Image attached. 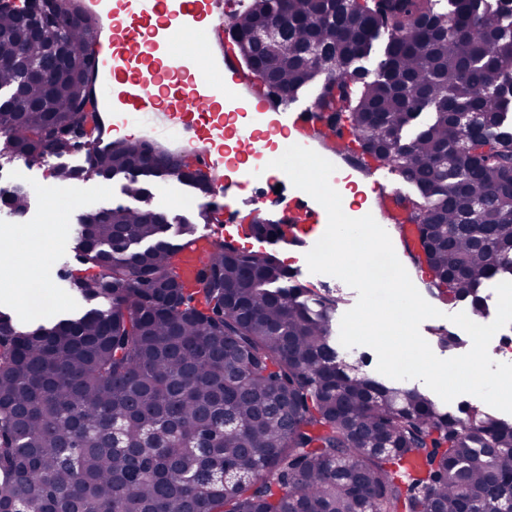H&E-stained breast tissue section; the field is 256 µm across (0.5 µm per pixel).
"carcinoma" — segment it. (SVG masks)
Masks as SVG:
<instances>
[{"label":"carcinoma","instance_id":"obj_1","mask_svg":"<svg viewBox=\"0 0 512 512\" xmlns=\"http://www.w3.org/2000/svg\"><path fill=\"white\" fill-rule=\"evenodd\" d=\"M254 0L229 38L266 85L291 98L320 84L322 111L347 115L364 154L414 188L407 199L428 290L485 307L512 277V6L503 0ZM277 23L275 48L247 39ZM95 22L59 0L0 10V138L28 161L79 151L97 112L89 88ZM335 56L318 75L302 48ZM480 112L458 125L454 115ZM145 144L89 152L102 179L142 170ZM453 159L447 168L442 155ZM28 192L0 188L26 212ZM165 214L84 213L75 249L93 272L63 276L100 306L32 330L0 312V512H495L512 497V420L454 412L388 385L338 351V299L273 253L222 241L192 284L162 237ZM288 241L285 224H251ZM121 447L106 443L112 422Z\"/></svg>","mask_w":512,"mask_h":512}]
</instances>
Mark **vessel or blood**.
<instances>
[{"label": "vessel or blood", "instance_id": "obj_1", "mask_svg": "<svg viewBox=\"0 0 512 512\" xmlns=\"http://www.w3.org/2000/svg\"><path fill=\"white\" fill-rule=\"evenodd\" d=\"M66 6L98 21L90 78L104 129L93 149L124 143L125 131L133 130L200 163L212 194L229 199L260 183L259 203L281 207L283 223L294 226L303 244L321 238L327 213L284 172L266 168L288 144H298L335 165L330 183L343 195L350 175L369 182L367 206H353L344 195L347 216L370 214L399 226L405 252H418L419 230L409 220L394 170L362 160L349 124L331 126L316 105L298 107L278 91L251 87L224 40V0H66ZM214 244V237L203 235L183 250L186 276L197 274L199 253Z\"/></svg>", "mask_w": 512, "mask_h": 512}]
</instances>
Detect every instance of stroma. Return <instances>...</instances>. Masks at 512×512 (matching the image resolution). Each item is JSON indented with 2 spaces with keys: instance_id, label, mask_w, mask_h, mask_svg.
<instances>
[{
  "instance_id": "obj_1",
  "label": "stroma",
  "mask_w": 512,
  "mask_h": 512,
  "mask_svg": "<svg viewBox=\"0 0 512 512\" xmlns=\"http://www.w3.org/2000/svg\"><path fill=\"white\" fill-rule=\"evenodd\" d=\"M85 163L86 155L82 152L42 158L24 167L18 166L13 157H0V183L7 179H19L29 194V207L23 216L15 217L0 212V226L13 231L12 236L0 238V249L19 252L25 261L35 267L40 280L51 283L43 310L27 312L19 306L13 286L9 282L0 281V310L9 312L16 323L28 325L36 322L44 313L61 315L85 308V301L71 295L68 289L55 281L54 276L57 270L77 265L72 231L77 228L80 215L87 209L124 205L165 213L170 222L168 235L172 238L177 236L179 224L183 221L195 224L201 234L211 230L210 225L201 222L199 211L194 205L196 190L173 178L147 180L145 194L137 199L126 195L127 179L122 175L93 183L76 180L59 193L55 204H48L42 192L51 186L53 171L61 166L77 168ZM245 245L257 250H270L284 259L297 280L313 283L322 292L340 297L338 313H345L356 304L357 291L342 280L309 272L305 259L306 248L283 242L270 245L251 238L246 239ZM428 301L441 312L440 317L425 320L420 326L422 336L434 353L441 358H450L468 352L470 346L467 333L448 319L449 314L455 311L454 306L433 295L429 296ZM442 329L457 336L459 345L450 348L442 346L438 341V332Z\"/></svg>"
}]
</instances>
